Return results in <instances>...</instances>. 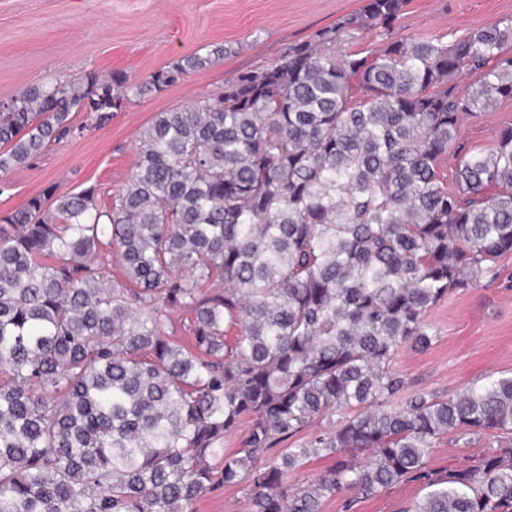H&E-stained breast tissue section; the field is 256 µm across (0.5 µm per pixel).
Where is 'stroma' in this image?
Returning <instances> with one entry per match:
<instances>
[{
	"instance_id": "1",
	"label": "stroma",
	"mask_w": 512,
	"mask_h": 512,
	"mask_svg": "<svg viewBox=\"0 0 512 512\" xmlns=\"http://www.w3.org/2000/svg\"><path fill=\"white\" fill-rule=\"evenodd\" d=\"M363 0H0V102L53 78L123 74L144 81L158 69L203 48L224 47L223 58L175 86L135 97L104 125L74 116L73 136L30 166L0 181V216L23 208L47 185L59 194L97 186L103 203L133 174L136 140L160 112L222 92L239 73L273 63L289 46L310 40L358 12ZM512 18V0H409L392 38L459 36ZM512 122V100L464 119L461 138L492 144ZM437 332L426 351L399 350L395 369L406 395L447 396L512 373V255L499 259L479 285L450 294L427 314ZM494 439L440 440L431 467L456 466L493 447Z\"/></svg>"
}]
</instances>
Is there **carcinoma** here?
Segmentation results:
<instances>
[{
	"mask_svg": "<svg viewBox=\"0 0 512 512\" xmlns=\"http://www.w3.org/2000/svg\"><path fill=\"white\" fill-rule=\"evenodd\" d=\"M406 5L365 0L223 93L158 113L110 206L52 183L0 218V512H194L239 485L252 512H322L341 491L405 482L425 494L403 512H512V375L404 399L393 368L399 349L432 345L434 305L512 254V122L488 147L459 142L465 118L512 100V19L336 49L390 33ZM222 54L143 82L24 89L0 111V180L69 135L73 113L100 126ZM452 434L497 446L430 467ZM324 456V473L290 483Z\"/></svg>",
	"mask_w": 512,
	"mask_h": 512,
	"instance_id": "1",
	"label": "carcinoma"
}]
</instances>
